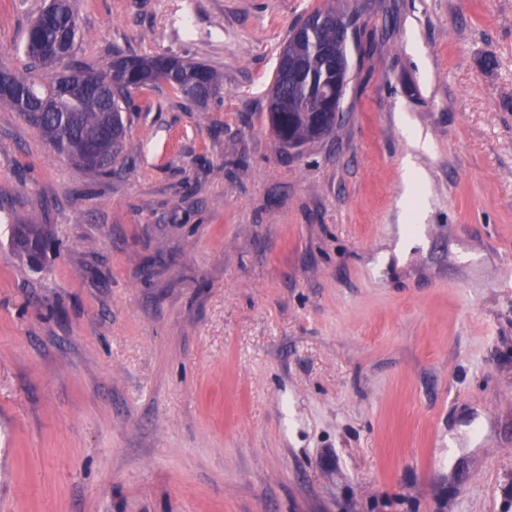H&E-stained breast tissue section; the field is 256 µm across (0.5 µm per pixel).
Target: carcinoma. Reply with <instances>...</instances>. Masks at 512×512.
<instances>
[{"label":"carcinoma","mask_w":512,"mask_h":512,"mask_svg":"<svg viewBox=\"0 0 512 512\" xmlns=\"http://www.w3.org/2000/svg\"><path fill=\"white\" fill-rule=\"evenodd\" d=\"M80 29L70 0H52L25 32L22 43L27 63L23 70L0 68V102L11 106L39 133L51 149L81 169L102 174L122 155L132 151L123 120V103L131 93L166 84L187 99L204 98L215 91L219 75L192 64L174 68L172 56H127L122 77L106 86L105 73H93L75 60ZM336 51V30L328 26L293 27L282 46L270 88L269 120L280 146L302 148L334 132L336 113L319 110L317 98L301 86L288 83V60L297 58L308 69L320 70V51ZM61 57L75 76L59 81L49 57ZM296 109L288 111V96ZM47 236L40 224H15L12 242L33 265L41 261Z\"/></svg>","instance_id":"1"}]
</instances>
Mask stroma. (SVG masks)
I'll return each mask as SVG.
<instances>
[{
    "mask_svg": "<svg viewBox=\"0 0 512 512\" xmlns=\"http://www.w3.org/2000/svg\"><path fill=\"white\" fill-rule=\"evenodd\" d=\"M350 2L73 0L97 71L223 78L133 93L106 175L0 103V512H512V0H360L345 123L283 151L279 51ZM46 241L47 236L42 224L13 225V245L32 266H39Z\"/></svg>",
    "mask_w": 512,
    "mask_h": 512,
    "instance_id": "obj_1",
    "label": "stroma"
}]
</instances>
